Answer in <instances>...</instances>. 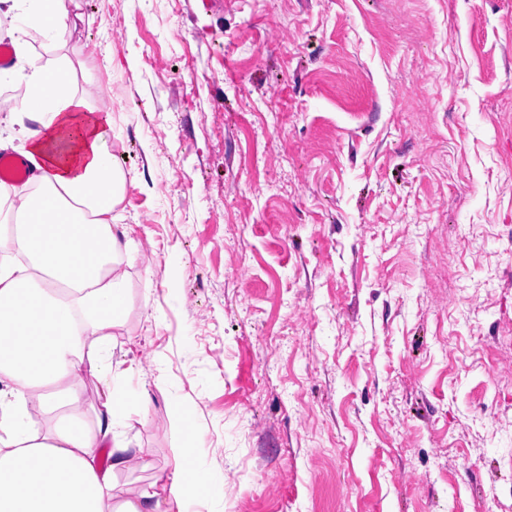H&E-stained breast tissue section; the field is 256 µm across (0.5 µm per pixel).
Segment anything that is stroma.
I'll list each match as a JSON object with an SVG mask.
<instances>
[{
  "instance_id": "obj_1",
  "label": "stroma",
  "mask_w": 512,
  "mask_h": 512,
  "mask_svg": "<svg viewBox=\"0 0 512 512\" xmlns=\"http://www.w3.org/2000/svg\"><path fill=\"white\" fill-rule=\"evenodd\" d=\"M77 3L152 259L116 484L184 411L226 512H512V0Z\"/></svg>"
}]
</instances>
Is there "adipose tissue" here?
<instances>
[{"label":"adipose tissue","mask_w":512,"mask_h":512,"mask_svg":"<svg viewBox=\"0 0 512 512\" xmlns=\"http://www.w3.org/2000/svg\"><path fill=\"white\" fill-rule=\"evenodd\" d=\"M70 0H0V42L13 62L0 68V150L34 169L23 184L0 181L10 221L0 229V512H224L204 454L191 470L146 487H117V473L141 467L125 435L131 372L109 354L85 360L82 337L107 344L120 321L131 257L115 225L127 174L113 151L112 112L78 96L72 60L35 42L54 41L70 21ZM9 86L22 97L6 95ZM102 387L97 424L75 428L84 379ZM70 410L41 432L47 404ZM209 484L208 497L192 484Z\"/></svg>","instance_id":"adipose-tissue-1"}]
</instances>
